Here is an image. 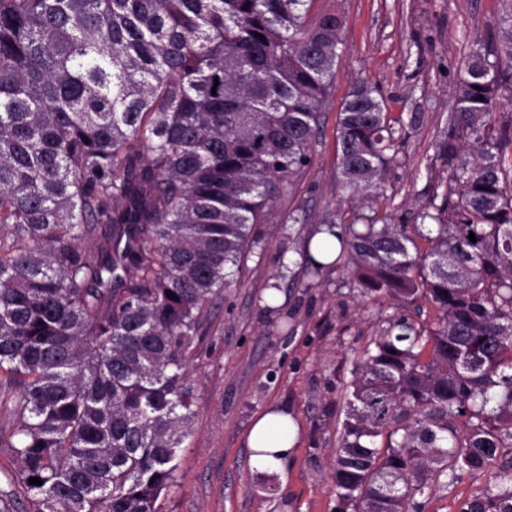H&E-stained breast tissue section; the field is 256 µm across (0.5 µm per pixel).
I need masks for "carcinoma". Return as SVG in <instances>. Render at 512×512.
Returning a JSON list of instances; mask_svg holds the SVG:
<instances>
[{"instance_id":"1","label":"carcinoma","mask_w":512,"mask_h":512,"mask_svg":"<svg viewBox=\"0 0 512 512\" xmlns=\"http://www.w3.org/2000/svg\"><path fill=\"white\" fill-rule=\"evenodd\" d=\"M314 2L0 0V448L26 512H158L177 486L207 308L323 128L344 42ZM504 68L509 12L466 60L425 248L372 207L400 121L366 82L337 113V182L368 213L323 220L336 258L306 268L437 312L387 320L346 385L343 512H422L512 449V123L487 120ZM458 512H512V471Z\"/></svg>"}]
</instances>
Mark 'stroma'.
Wrapping results in <instances>:
<instances>
[{"label": "stroma", "mask_w": 512, "mask_h": 512, "mask_svg": "<svg viewBox=\"0 0 512 512\" xmlns=\"http://www.w3.org/2000/svg\"><path fill=\"white\" fill-rule=\"evenodd\" d=\"M336 7L345 43L323 133L311 166L282 194L275 221L236 284L209 308L190 363L195 423L178 450V485L160 512H336L332 472L345 387L367 336L394 314L389 303H359L335 269L311 277L300 256L326 213L352 222L336 188V116L351 86L380 91L390 117L403 121L405 146L386 176L379 215L412 225L448 186L437 150L474 43L498 27L506 0H315ZM302 206L304 223L284 221ZM279 283L277 307L264 298ZM287 408L299 427L284 473L258 471L246 431L265 408ZM467 473L453 490L435 488L423 512H458L491 474Z\"/></svg>", "instance_id": "1"}]
</instances>
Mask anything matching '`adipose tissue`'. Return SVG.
<instances>
[{
	"instance_id": "1",
	"label": "adipose tissue",
	"mask_w": 512,
	"mask_h": 512,
	"mask_svg": "<svg viewBox=\"0 0 512 512\" xmlns=\"http://www.w3.org/2000/svg\"><path fill=\"white\" fill-rule=\"evenodd\" d=\"M297 432L294 419L283 410L271 407L258 414L246 435L254 465H282L294 447Z\"/></svg>"
}]
</instances>
